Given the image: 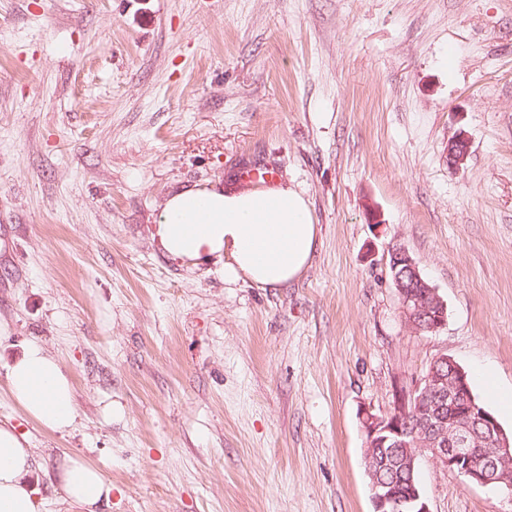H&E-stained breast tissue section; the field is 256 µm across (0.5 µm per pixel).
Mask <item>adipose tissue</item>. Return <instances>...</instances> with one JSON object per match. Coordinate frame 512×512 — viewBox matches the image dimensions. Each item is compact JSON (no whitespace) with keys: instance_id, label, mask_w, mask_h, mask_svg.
Returning a JSON list of instances; mask_svg holds the SVG:
<instances>
[{"instance_id":"obj_1","label":"adipose tissue","mask_w":512,"mask_h":512,"mask_svg":"<svg viewBox=\"0 0 512 512\" xmlns=\"http://www.w3.org/2000/svg\"><path fill=\"white\" fill-rule=\"evenodd\" d=\"M156 235L171 257L224 258V279L280 288L297 279L317 244V226L303 194L288 184L267 188L189 187L166 197ZM12 399L29 418L53 432H68L77 406L73 384L44 346L30 341L5 366ZM35 455L15 425L0 422V512H41L29 476ZM55 477L78 512H101L112 485L96 466L64 456Z\"/></svg>"}]
</instances>
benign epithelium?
<instances>
[{"mask_svg": "<svg viewBox=\"0 0 512 512\" xmlns=\"http://www.w3.org/2000/svg\"><path fill=\"white\" fill-rule=\"evenodd\" d=\"M469 154V140L458 133L448 143V167L459 170ZM388 266L405 323L416 332H436L447 321V305L423 280L408 251H389ZM446 364L448 369L435 364ZM454 408V420L443 417ZM366 437L364 459L371 478L374 512H431L427 498L411 487L404 495L375 472L379 462L399 455L397 466L412 472L417 456L429 457L443 471L469 485H497L512 501V440L497 419L475 401L465 370L446 354L435 358L426 373L405 388L393 409L378 415L362 412Z\"/></svg>", "mask_w": 512, "mask_h": 512, "instance_id": "7a95c632", "label": "benign epithelium"}]
</instances>
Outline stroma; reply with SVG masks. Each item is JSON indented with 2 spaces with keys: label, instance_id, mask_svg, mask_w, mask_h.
<instances>
[{
  "label": "stroma",
  "instance_id": "stroma-1",
  "mask_svg": "<svg viewBox=\"0 0 512 512\" xmlns=\"http://www.w3.org/2000/svg\"><path fill=\"white\" fill-rule=\"evenodd\" d=\"M267 167L318 227L294 282L167 255L168 195ZM395 245L440 331L405 324ZM0 321V367L37 340L76 392L53 433L0 376L45 512H75L64 452L105 512H373L361 414L441 354L512 433L489 395L512 393V0H0ZM417 477L431 512H512ZM469 154V140L465 133L459 132L448 143V166L459 170L465 164ZM388 255V266L405 323L419 333L425 327L423 334L441 329L447 321V305L443 298L423 280L417 264L404 247H393ZM55 477L69 502L81 512H102L112 499V484L96 466L64 455Z\"/></svg>",
  "mask_w": 512,
  "mask_h": 512
}]
</instances>
